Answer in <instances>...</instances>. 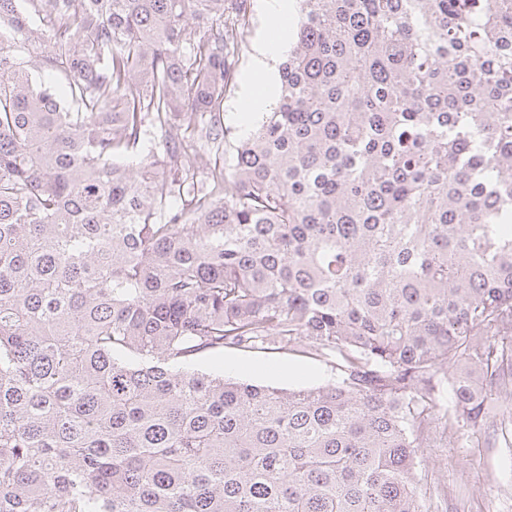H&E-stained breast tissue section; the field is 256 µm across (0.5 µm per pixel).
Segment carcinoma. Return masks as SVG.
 Wrapping results in <instances>:
<instances>
[{"instance_id":"obj_1","label":"carcinoma","mask_w":512,"mask_h":512,"mask_svg":"<svg viewBox=\"0 0 512 512\" xmlns=\"http://www.w3.org/2000/svg\"><path fill=\"white\" fill-rule=\"evenodd\" d=\"M301 2L200 172L248 0H0V512H424L419 449L512 398V0ZM334 359L291 352H259L226 348L199 360L204 371L224 373L239 382L285 389L326 384L334 378Z\"/></svg>"}]
</instances>
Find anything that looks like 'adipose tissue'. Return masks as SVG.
<instances>
[{"label": "adipose tissue", "instance_id": "obj_1", "mask_svg": "<svg viewBox=\"0 0 512 512\" xmlns=\"http://www.w3.org/2000/svg\"><path fill=\"white\" fill-rule=\"evenodd\" d=\"M293 2L266 0L268 26L278 29L279 34L275 37H262L256 46L251 72L242 85L244 105L239 108L237 117L242 132H249L256 115L269 109L275 100L279 65L295 31L290 24Z\"/></svg>", "mask_w": 512, "mask_h": 512}]
</instances>
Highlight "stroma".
Returning <instances> with one entry per match:
<instances>
[{"label": "stroma", "mask_w": 512, "mask_h": 512, "mask_svg": "<svg viewBox=\"0 0 512 512\" xmlns=\"http://www.w3.org/2000/svg\"><path fill=\"white\" fill-rule=\"evenodd\" d=\"M263 23L262 0H250L235 45L236 80L224 93V125L233 141L241 136L235 114L240 81ZM199 367L239 382L285 389L319 386L334 377L331 357L290 352L228 348L202 358ZM511 417V410L499 409L480 429L449 435L443 444L421 449L417 478L425 512H512V444L501 434L503 420Z\"/></svg>", "instance_id": "obj_1"}]
</instances>
